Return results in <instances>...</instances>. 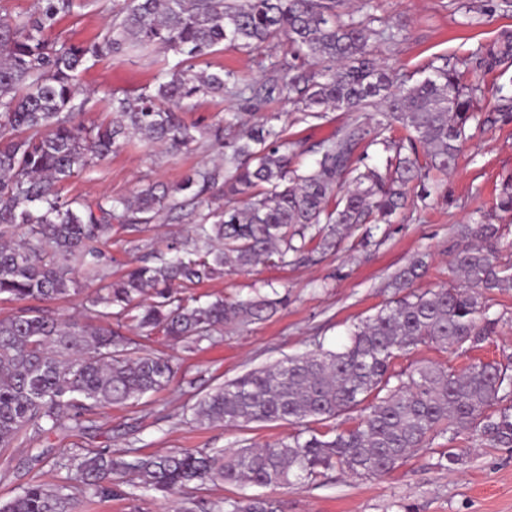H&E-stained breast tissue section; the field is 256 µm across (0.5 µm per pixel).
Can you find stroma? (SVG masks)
I'll list each match as a JSON object with an SVG mask.
<instances>
[{"label":"stroma","instance_id":"1","mask_svg":"<svg viewBox=\"0 0 512 512\" xmlns=\"http://www.w3.org/2000/svg\"><path fill=\"white\" fill-rule=\"evenodd\" d=\"M499 2L371 0L374 28L398 34L393 42H373L372 49L397 81L413 83L423 78L438 58L466 56L493 41L502 30H512V11L503 12ZM471 6L485 7L482 24L467 25L466 11ZM177 61L173 53L158 49L140 57L89 62L79 76L81 88L90 92L79 122L88 126L109 120L110 95L138 94L160 70ZM287 61L280 46L259 52L224 49L208 59L211 70L233 68L249 83L261 80L271 63ZM229 111L250 124L275 118L277 125L286 127L288 135L306 147L302 161L309 166L314 163L313 150L318 143L350 120L348 113L336 110L318 118L306 117L285 100L255 110L218 97L184 106L182 117L187 124L202 127ZM213 154V148L204 145L170 155L137 141L71 178L62 194L93 202L105 195L127 196L148 184L171 191ZM510 176L512 121L481 127L469 123L457 166L450 175L439 176V195L429 206H409L390 224L358 225L343 236L334 251L314 254L310 262L286 266L273 261L252 272L229 273L201 286L200 294L230 299L254 288L274 289L287 293L288 302L271 319L225 326L218 342H205L197 348L173 344L159 334L140 337L144 351L174 356L178 369L172 382L134 404L95 409L90 428L79 429L73 422H65L49 435L48 446L59 451L84 448L154 454L178 448L265 444L294 433V426L285 423H254L242 429L202 425L191 407L215 386L251 369L319 345L340 348L353 324L374 315L392 298L388 281L419 253H431L433 261L418 289H435L448 282L457 228L473 217L489 215L501 227L503 246L512 245V216L495 207L501 183ZM187 227V222L169 211L154 224L114 226L108 244L113 272L121 273L130 262L163 249L168 238L183 234ZM491 305L500 321L480 347L454 352L421 346L397 359L396 369L431 362L459 369L478 359L504 360L512 354V288L496 292ZM448 444L447 438H435L384 477H353L334 469L312 483L298 488L274 487L270 493L283 500L284 512H512V448H494L484 438L465 433L456 441L464 455L448 468L437 467ZM28 455L29 445L22 440L0 453V503L31 481L57 478L50 463L28 466ZM240 494L239 488L210 483L167 495L135 494L123 483L102 500L77 497L68 512H219L224 498Z\"/></svg>","mask_w":512,"mask_h":512}]
</instances>
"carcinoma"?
<instances>
[{
  "instance_id": "obj_1",
  "label": "carcinoma",
  "mask_w": 512,
  "mask_h": 512,
  "mask_svg": "<svg viewBox=\"0 0 512 512\" xmlns=\"http://www.w3.org/2000/svg\"><path fill=\"white\" fill-rule=\"evenodd\" d=\"M98 3L111 14L103 34L80 43L47 37L61 19ZM340 7L341 0H34L30 11L0 14V295L23 304L0 319L1 450L23 435L42 441L64 416L81 427L97 407L124 405L169 385L173 357L134 351L124 326L196 348L223 334L226 324L272 317L287 300L256 294L201 303L181 289L226 270L251 271L274 256L287 264L324 253L352 225L387 221L405 208L410 184L420 183V199H427L426 172L455 168L480 91L464 82L463 63L445 58L428 77L397 85L370 49L381 35L372 17ZM280 39L288 44V71L273 66L261 82L198 67L226 47L259 51ZM156 47L181 60L140 93L111 96L110 121L76 122L86 104L77 79L89 61ZM469 64L475 72L505 74L512 32L479 46ZM497 93V114L512 120V79ZM208 96L286 98L313 118L329 107L373 109L384 120L372 127L356 117L319 145L315 166L302 169L301 143L268 121L224 143V127L238 125V113L228 112L205 129L211 147L223 151L222 163L192 170L175 188L190 200L168 202L152 186L93 203L62 196L65 182L134 138L169 153L197 149L200 129L184 123L181 109ZM396 123L406 131L398 140L391 136ZM362 145L394 152L386 171L358 165ZM211 188L222 191L224 207L204 212L195 203ZM166 209L183 211L192 233L112 278L106 250L112 224H151ZM496 209L512 213V180L504 182ZM17 229L23 233L15 240ZM458 235L447 285L414 289L428 270L426 257L418 256L387 284L396 298L354 325L340 349L318 347L255 368L192 407L202 424L304 429L263 446L166 454L32 448V463L50 458L67 475L28 483L0 512H67L75 495L108 497L129 475L137 479L133 489L163 494L198 482L288 488L335 466L356 477H382L432 438L452 442L464 432L511 448L509 366L478 361L459 371L435 363L392 370L420 345L476 348L498 324L489 297L512 287V267L498 261L501 227L480 218L461 225ZM76 271L96 285L84 320H63L36 306L77 292ZM352 412L359 413L354 427L331 425ZM223 509L283 512V503L264 495L227 497Z\"/></svg>"
}]
</instances>
